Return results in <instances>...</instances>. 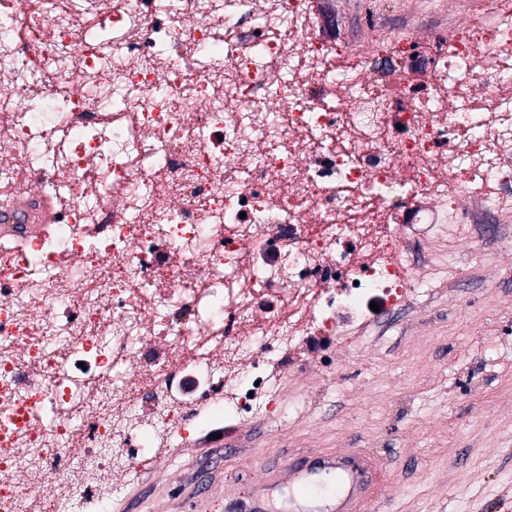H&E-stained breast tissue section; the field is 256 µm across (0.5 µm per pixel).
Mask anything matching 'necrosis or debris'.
<instances>
[{"mask_svg": "<svg viewBox=\"0 0 512 512\" xmlns=\"http://www.w3.org/2000/svg\"><path fill=\"white\" fill-rule=\"evenodd\" d=\"M0 0V512L247 417L512 244V0ZM42 403L48 418L32 421Z\"/></svg>", "mask_w": 512, "mask_h": 512, "instance_id": "obj_1", "label": "necrosis or debris"}]
</instances>
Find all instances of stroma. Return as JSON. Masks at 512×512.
Segmentation results:
<instances>
[{
    "label": "stroma",
    "mask_w": 512,
    "mask_h": 512,
    "mask_svg": "<svg viewBox=\"0 0 512 512\" xmlns=\"http://www.w3.org/2000/svg\"><path fill=\"white\" fill-rule=\"evenodd\" d=\"M377 462L380 512H512V248L463 261L381 337L310 350L269 406L116 475L110 512H336V474L296 496L285 460Z\"/></svg>",
    "instance_id": "obj_1"
}]
</instances>
